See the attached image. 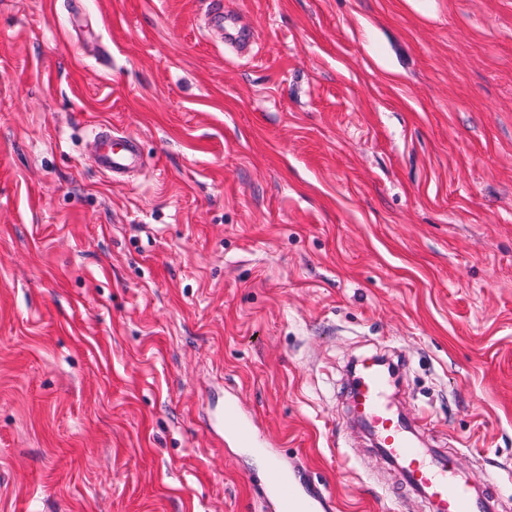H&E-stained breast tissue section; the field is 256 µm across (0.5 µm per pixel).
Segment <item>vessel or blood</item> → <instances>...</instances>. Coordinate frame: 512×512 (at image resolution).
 <instances>
[{"mask_svg":"<svg viewBox=\"0 0 512 512\" xmlns=\"http://www.w3.org/2000/svg\"><path fill=\"white\" fill-rule=\"evenodd\" d=\"M211 22L226 28L227 40L234 48L249 46L251 36L232 27L222 10H215ZM97 161L100 169L113 177L137 170L142 164L138 144L111 127H101L97 135ZM389 378L374 361L362 362L353 378L354 405L373 428L386 454L398 461L409 483L429 498L434 512H486L484 500L476 496L469 483L460 479L445 458L424 459L410 439L405 423L388 400ZM210 431L216 437L230 436L242 448L252 447L256 435L234 405L215 414ZM257 496L265 512H316L321 493L303 491L300 475H289L279 464H271L257 485Z\"/></svg>","mask_w":512,"mask_h":512,"instance_id":"vessel-or-blood-1","label":"vessel or blood"}]
</instances>
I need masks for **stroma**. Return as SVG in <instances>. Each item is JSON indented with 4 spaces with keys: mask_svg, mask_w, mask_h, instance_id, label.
I'll return each mask as SVG.
<instances>
[{
    "mask_svg": "<svg viewBox=\"0 0 512 512\" xmlns=\"http://www.w3.org/2000/svg\"><path fill=\"white\" fill-rule=\"evenodd\" d=\"M381 354L512 504V0H0V512H263L273 461L429 512L350 410ZM211 22L213 25L219 27L225 26L227 29V42H230L235 49L249 46L251 39L250 34L232 26L230 20L227 16H224V12L220 8L214 10V14L211 16ZM95 138L98 144V165L104 173L112 177H121L142 165L139 145L112 130V126L101 127ZM210 431L220 440H224L225 432L241 448H252L256 441L254 430L239 414L237 407L232 404L226 405L222 413L212 417Z\"/></svg>",
    "mask_w": 512,
    "mask_h": 512,
    "instance_id": "1",
    "label": "stroma"
}]
</instances>
